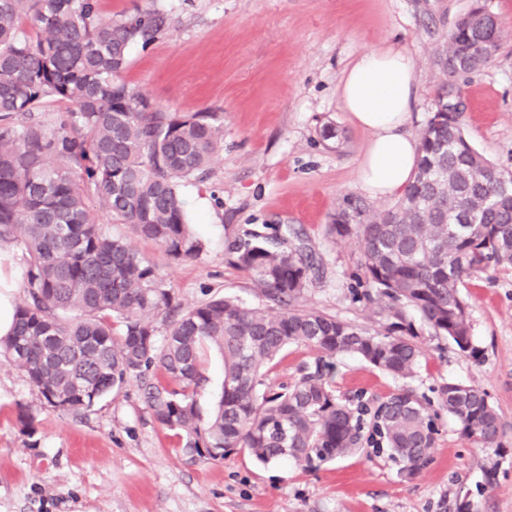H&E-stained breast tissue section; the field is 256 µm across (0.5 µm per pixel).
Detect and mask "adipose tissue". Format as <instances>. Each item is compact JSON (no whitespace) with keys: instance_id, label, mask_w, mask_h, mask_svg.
<instances>
[{"instance_id":"obj_1","label":"adipose tissue","mask_w":512,"mask_h":512,"mask_svg":"<svg viewBox=\"0 0 512 512\" xmlns=\"http://www.w3.org/2000/svg\"><path fill=\"white\" fill-rule=\"evenodd\" d=\"M338 94L343 110L371 134L359 172L363 186L376 197L402 192L419 155L418 141L406 130L416 99L411 57L392 47L362 53Z\"/></svg>"}]
</instances>
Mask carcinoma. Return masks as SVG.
Masks as SVG:
<instances>
[{
	"instance_id": "obj_1",
	"label": "carcinoma",
	"mask_w": 512,
	"mask_h": 512,
	"mask_svg": "<svg viewBox=\"0 0 512 512\" xmlns=\"http://www.w3.org/2000/svg\"><path fill=\"white\" fill-rule=\"evenodd\" d=\"M37 30L31 39L19 20ZM166 29L145 9L111 23L99 0H0V246L22 250L27 301L13 332L0 337V358L16 366L51 408L79 414L155 368L164 382L143 396L161 427L184 440L190 457L213 460L240 450L268 464L291 458L316 467L359 449L362 409L336 396L326 370L356 355L394 378L416 373L421 349L412 316L478 356L464 279L512 267V174L500 171L466 137L448 111V84L419 137L412 181L371 220L347 201L330 233L354 238L384 331L295 306L312 284L303 247L288 246L292 227L261 228L231 240L227 262L258 274L266 307L221 297L178 313L174 295L130 238L106 232L90 210L92 194L133 235L164 248L174 261L199 257L181 189L206 174L224 137L217 112H168L123 81L135 45ZM506 31L481 0L446 33L439 66L451 77L479 71L478 51L500 46ZM47 100L72 105L46 122ZM173 315L163 341L153 319ZM320 353L289 386L274 390L262 370L290 345ZM209 348L223 358L224 381L213 410L196 396L207 381ZM440 404L461 434L499 448L501 423L488 393L448 381ZM374 429L406 479L430 461L435 416L412 391L390 393Z\"/></svg>"
}]
</instances>
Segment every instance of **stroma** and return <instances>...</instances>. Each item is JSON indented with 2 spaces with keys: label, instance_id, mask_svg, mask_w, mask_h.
<instances>
[{
  "label": "stroma",
  "instance_id": "35a3bbf8",
  "mask_svg": "<svg viewBox=\"0 0 512 512\" xmlns=\"http://www.w3.org/2000/svg\"><path fill=\"white\" fill-rule=\"evenodd\" d=\"M508 37L481 71L445 79L437 52L443 33L472 0H99L103 21L149 7L166 29L133 47L124 81L171 112H220L224 139L207 175L186 183L189 216L204 243L199 258L173 262L152 241L136 250L157 267L182 308L222 296L262 307L255 272L226 263L228 240L262 225L298 229L316 263L298 305L368 328L382 321L375 303L354 299L364 284L360 252L328 231L346 198L368 215L389 206L360 181L370 139L339 102L345 70L368 50L391 46L415 64L416 101L408 126L428 120L435 88L460 94L459 122L474 146L512 174V0H485ZM337 136L323 140V128ZM474 343L470 357L421 330L415 375L395 379L364 360L336 357V395L365 408L359 450L308 469L286 460L263 465L245 453L191 457L144 405L139 382L76 416L42 405L26 375L0 361V512H512V268L466 278ZM317 351L293 345L268 368L271 387L294 382ZM455 380L482 387L501 417L498 450L464 439L440 414L429 466L402 478L373 415L405 387L438 412V387ZM33 417L25 434L21 415Z\"/></svg>",
  "mask_w": 512,
  "mask_h": 512
}]
</instances>
